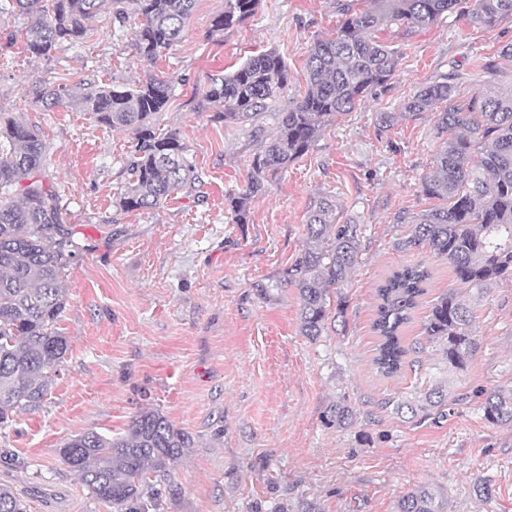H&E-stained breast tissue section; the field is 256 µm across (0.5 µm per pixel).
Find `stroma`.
<instances>
[{
  "label": "stroma",
  "instance_id": "obj_1",
  "mask_svg": "<svg viewBox=\"0 0 512 512\" xmlns=\"http://www.w3.org/2000/svg\"><path fill=\"white\" fill-rule=\"evenodd\" d=\"M346 1L358 2L258 0L251 18L216 32L224 0H197L182 40L151 62L138 58L131 33L117 31L107 14L49 59L32 56L20 21L0 14V115L45 140L44 180L83 246L63 275L59 328L69 351L61 373L41 407L0 430V483L26 496L28 512H113L59 450L89 430L124 432L148 407L195 440L169 472L180 497L161 498L160 512H396L421 485L446 512H512V424L490 423L482 409L489 394L512 391V278L462 286L429 248H404L410 226L397 221L432 206L422 182L442 143L435 113L403 117L404 102L452 69L461 76L460 99H469L482 91L488 61L502 83L512 82V62L501 56L512 22L487 29L448 17L398 39L401 61L385 88L269 176L246 223H236L228 205L275 135L279 112L304 95L307 52L335 31ZM267 49L287 62L288 86L256 123L228 126L215 108L201 107L198 91L212 75ZM151 73L172 82L154 122L178 132L201 181L159 209L122 212L114 200L126 185L131 134L103 128L87 112L45 109L35 87L129 86ZM383 112L393 115L390 126L380 125ZM325 195L340 221L359 224L362 247L342 287L346 330L312 340L300 332L295 288L280 280L305 247L311 203ZM418 262L432 276L402 336L424 350L386 377L373 364L376 289ZM452 288L473 312L476 349L461 371L422 334L433 303ZM437 383L449 392L446 417L395 413L396 402ZM342 400L356 409L355 422L327 426V408ZM478 481L489 496L475 493Z\"/></svg>",
  "mask_w": 512,
  "mask_h": 512
}]
</instances>
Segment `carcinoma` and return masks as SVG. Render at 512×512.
<instances>
[{"label":"carcinoma","mask_w":512,"mask_h":512,"mask_svg":"<svg viewBox=\"0 0 512 512\" xmlns=\"http://www.w3.org/2000/svg\"><path fill=\"white\" fill-rule=\"evenodd\" d=\"M258 0H224V12L212 23L223 31L254 14ZM196 0H0V13L24 25L26 46L35 57L50 58L64 42L87 34L86 22L107 12L119 30L134 24L140 58L153 61L181 39ZM365 7L342 9L336 30L311 46L308 88L301 100L279 113L278 130L255 157L246 188L230 200L236 222L246 223L247 204L265 191L268 173H276L305 154L333 118L352 111L365 95L382 88L401 60L395 37L431 26L448 15L465 17L493 29L512 18V0H363ZM481 94L467 101L456 95L458 74L415 93L402 115L417 116L434 105L438 132L447 134L433 170L422 183L433 207L412 217L406 246L425 245L452 265L457 281L488 288L512 278V83L495 81L498 66H481ZM288 86V66L276 51L248 57L230 74H216L201 101L222 107L224 125L240 124L268 108ZM35 97L48 106L88 112L109 130L132 132L135 149L125 162L127 186L117 194L122 211L152 209L187 190L198 179L177 132L155 131L154 115L171 98L166 77L150 74L133 87L87 82L74 90L43 83ZM47 150L37 130L20 120L0 118V429L18 413L38 407L61 373L68 339L57 322L67 304L63 273L80 254L63 224L59 195L44 183ZM336 200L322 197L309 210L305 248L285 270L284 284L297 290L300 328L312 339L328 321L346 322L348 297L341 291L358 264L357 224L336 223ZM431 272L422 263L394 271L377 288L372 330L380 339L373 362L385 376L398 373L409 349L400 332L409 323ZM463 296L450 289L436 299L424 322V335L443 345L448 367L462 371L476 346L469 333ZM448 401L436 385L423 403H400L398 412L437 410ZM493 424H512V391H498L482 405ZM356 410L344 401L332 404L324 422L346 428ZM189 433L175 427L157 409L145 408L121 437L96 431L72 436L59 449L64 463L79 473L91 496L115 512H150L156 500L145 497L150 475L169 472L194 447ZM25 497L0 485V512H27ZM444 503L421 486L399 499L397 512H443Z\"/></svg>","instance_id":"carcinoma-1"}]
</instances>
